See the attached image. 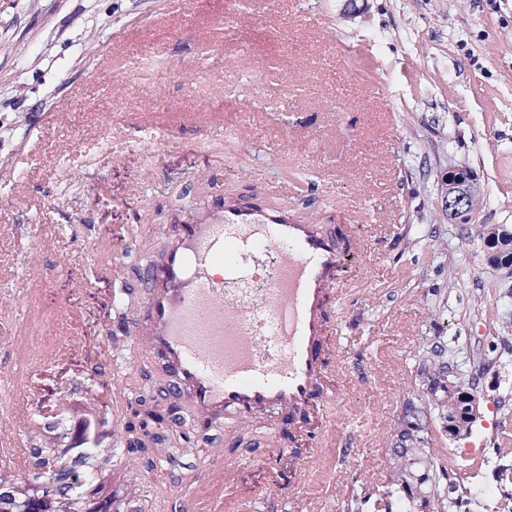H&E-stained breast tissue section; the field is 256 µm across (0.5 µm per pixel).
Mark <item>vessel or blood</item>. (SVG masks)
Instances as JSON below:
<instances>
[{
	"mask_svg": "<svg viewBox=\"0 0 512 512\" xmlns=\"http://www.w3.org/2000/svg\"><path fill=\"white\" fill-rule=\"evenodd\" d=\"M190 2L164 0L163 8L152 14V23L176 24L186 17ZM198 37L211 46L229 42L235 26L220 22L200 30ZM92 73L131 81L136 69L113 47L98 56ZM82 127L90 145L109 131L130 128L138 134L153 133L156 149L171 142L152 112L135 117L120 112L108 125L100 113L86 112ZM42 154L40 131L35 128L16 162L15 201H29L36 173L33 160ZM367 250V242L357 236L341 239L330 225L309 224L287 208L243 196L222 197L190 210L178 232L167 238L147 268L140 313L127 327L131 355L105 345L103 361L124 367L133 361L161 363L177 394L186 396L194 426L207 427L228 417L244 428L262 412L275 419L259 459L268 480L253 504L230 498L240 461L234 448L223 445L207 450L200 478L180 491L176 512H274L282 502L284 485L309 481L307 457L321 445V407L344 391L336 377L338 353L327 346L333 324L326 297L341 288L339 274L347 256ZM28 252L18 287L0 294V314L10 313L13 323L8 343L17 365L30 357L51 362L84 346L78 311L61 309V338L51 346L42 342L43 327L32 313L38 289L49 283V268L67 270L80 258L93 266L102 254L90 240L81 255H74L44 232L30 239ZM0 382L11 403L9 411L0 414V472L16 476L23 471L29 445V388L17 366L0 370ZM126 404L122 386L113 385L112 457L123 479L118 499L134 512H157L155 502L141 492L137 464L126 456Z\"/></svg>",
	"mask_w": 512,
	"mask_h": 512,
	"instance_id": "vessel-or-blood-1",
	"label": "vessel or blood"
}]
</instances>
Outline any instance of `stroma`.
Returning a JSON list of instances; mask_svg holds the SVG:
<instances>
[{"instance_id":"1","label":"stroma","mask_w":512,"mask_h":512,"mask_svg":"<svg viewBox=\"0 0 512 512\" xmlns=\"http://www.w3.org/2000/svg\"><path fill=\"white\" fill-rule=\"evenodd\" d=\"M154 8V0H0V167L45 106L64 99L76 115L68 128L43 131L45 152L66 139L72 155L42 168L29 203L14 202L10 180L0 178V226L17 237L0 257L15 273L0 279V293L24 273L20 241L48 224L64 248L80 250L88 233L110 243L128 267L126 287L142 296L146 263L164 234L189 203H205V177L222 171L225 195L265 202L292 167L302 184L288 195L289 211L313 224L352 225L370 248L357 270L342 272L361 306L351 308L341 292L328 298L336 319L330 341L343 349L351 380L325 406L333 432L313 463L319 470L335 462L350 481L286 488L288 512H299L308 492L346 505L361 495L362 473L380 469L403 409L427 400L421 367L429 336L457 350L462 381L470 379L469 357L489 363L474 390L471 433L454 439L434 422L432 474L499 489L500 470L512 471V456L493 454L495 438L512 430V409L500 408L512 400V282L486 267L482 241L449 220L443 197L449 170L469 167L482 188L473 223L512 226V0H262L264 15L288 19L279 36L243 17L233 43L209 50L193 22L178 33L152 25ZM124 34L137 77L113 97L84 73ZM148 101L164 112L220 113L248 134L219 155L203 145L209 131L178 120L173 144L159 154L125 138L112 161L83 147L82 113H100L108 124L113 113L141 111ZM89 278L78 291L71 272H54L38 298L48 315L64 305L82 311L85 348L28 372L34 426L48 413L59 431L66 419L91 413L92 434L68 439L79 451L112 445V370L99 365L98 341L112 339L128 311L125 286L110 272ZM128 374L134 395L164 407L192 441L174 465L134 455L147 476L144 493L171 512L206 448L232 428L191 427L157 365ZM267 431L257 421L236 443L250 461L240 472L241 501L253 500L265 480L251 461ZM468 448L487 464L449 469V451Z\"/></svg>"}]
</instances>
